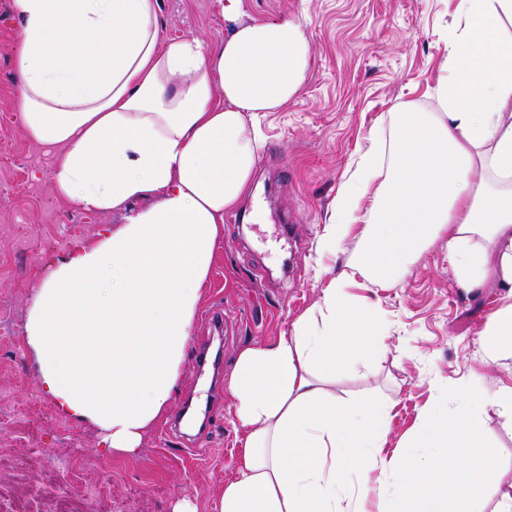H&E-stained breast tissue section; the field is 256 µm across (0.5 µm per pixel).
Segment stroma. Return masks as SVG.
I'll return each mask as SVG.
<instances>
[{
  "label": "stroma",
  "mask_w": 512,
  "mask_h": 512,
  "mask_svg": "<svg viewBox=\"0 0 512 512\" xmlns=\"http://www.w3.org/2000/svg\"><path fill=\"white\" fill-rule=\"evenodd\" d=\"M226 0H160L162 35L210 42L230 28ZM459 0H241L242 21L296 18L313 62L295 98L260 116L264 144L252 192L224 214V238L201 292L192 338L214 336L211 313L224 312L221 387L211 369L185 353L166 408L132 456L109 452L88 422L64 413L41 386L27 343L33 295L75 247L91 248L120 213L84 210L57 197L51 173L57 147L32 143L18 121L11 49L18 24L0 0V495L57 512L70 486L93 491L113 468L111 499L127 512H174L182 500L215 512L236 472L242 430L231 418L229 381L245 349L291 335L295 320L319 315L325 289L342 282L351 310L375 307L381 347L341 369L344 401L386 402L391 423L384 458L397 456L428 407L454 404L458 392L512 384V360L492 361L482 333L493 310L512 300L480 295L458 281L446 242L414 256L383 287H364L352 265L364 248L350 239L334 254L319 240L343 184L371 145L389 148L398 116L437 109L446 77L448 34Z\"/></svg>",
  "instance_id": "obj_1"
}]
</instances>
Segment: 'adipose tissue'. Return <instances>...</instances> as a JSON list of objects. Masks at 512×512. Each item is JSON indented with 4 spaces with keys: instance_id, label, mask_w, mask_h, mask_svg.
I'll return each instance as SVG.
<instances>
[{
    "instance_id": "1",
    "label": "adipose tissue",
    "mask_w": 512,
    "mask_h": 512,
    "mask_svg": "<svg viewBox=\"0 0 512 512\" xmlns=\"http://www.w3.org/2000/svg\"><path fill=\"white\" fill-rule=\"evenodd\" d=\"M240 2L227 0L233 28L212 43L163 38L159 0H10L19 123L59 147L55 193L123 214L34 296L26 334L48 392L120 454L137 453L165 410L224 214L250 189L258 115L287 104L313 60L297 23L242 21ZM446 68L437 111H405L389 158L362 156L320 247L366 240L358 266L382 283L443 239L468 293L512 291V0H459ZM344 309L331 283L320 318L240 353L231 389L244 442L218 512H364L367 485L351 477L377 468L401 487L386 512H481L485 491L512 512L498 455L452 438L465 418L478 443L486 407L512 410V385L462 391L454 414H427L385 460L389 405L344 406L334 391L339 366L375 347L381 323L375 311L356 314V346L344 348ZM448 459L469 486L454 499L422 488Z\"/></svg>"
}]
</instances>
